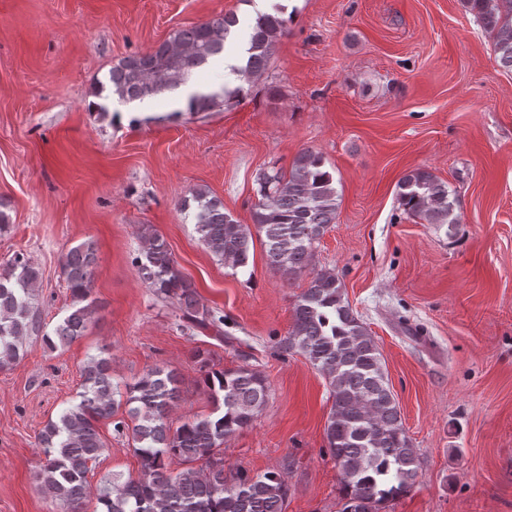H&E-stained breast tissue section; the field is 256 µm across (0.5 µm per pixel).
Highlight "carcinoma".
Returning a JSON list of instances; mask_svg holds the SVG:
<instances>
[{"label":"carcinoma","mask_w":512,"mask_h":512,"mask_svg":"<svg viewBox=\"0 0 512 512\" xmlns=\"http://www.w3.org/2000/svg\"><path fill=\"white\" fill-rule=\"evenodd\" d=\"M463 2L493 40L500 65L512 70V0ZM237 25L235 14L219 15L175 31L149 52L121 59L109 70L107 81L99 83L91 108L108 112L115 102L135 106L184 90L194 83L197 71L226 55L228 36ZM287 30L286 19L256 13L243 32L238 63L227 66L229 82L190 95L185 111H220L246 98ZM258 184L250 226L224 211V204L202 187L191 189L178 207L194 221L205 249L235 273L249 271L257 236L269 265L284 278L311 276L308 288L296 297L293 324L279 350L302 354L329 382L333 402L325 436L341 476V512H377V506L411 492L421 462L374 338L354 314L334 270L312 265L315 245L336 221L333 173L321 156L303 150L288 172L274 168L263 173ZM397 201L405 213L426 224H446L451 232L461 223L455 192L426 170L412 171L398 181ZM140 237L144 249L134 266L141 279L158 299L174 306L180 326L210 330L224 341V316L202 303L194 284L176 268L166 241L149 225L141 227ZM96 266L91 242L63 256L62 274L72 304L50 334L42 332L36 299L39 270L22 254L0 268V370L18 363L30 336L43 335L54 349L84 335L98 311L90 299ZM194 357L213 409L174 430L169 414L180 384L174 371L155 366L121 386L113 381L111 358H88L77 402L49 420L37 437L44 456L37 474L40 488L63 512H84L92 495L87 473L105 448L97 423L113 418L121 408L125 417L114 422V430L131 442L141 459V473L136 480H125L120 473L105 480L96 495L100 512H283L288 483L282 472L251 476L238 469L227 474L221 453L224 443L267 405V379L247 365L217 369L206 350H195ZM198 460L205 461V467L191 466ZM176 462L183 469H171Z\"/></svg>","instance_id":"1"}]
</instances>
